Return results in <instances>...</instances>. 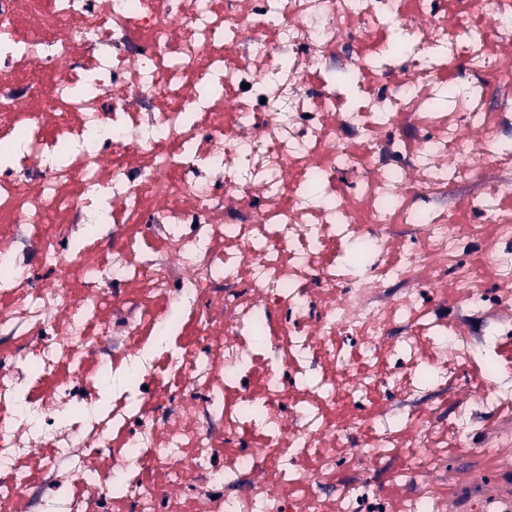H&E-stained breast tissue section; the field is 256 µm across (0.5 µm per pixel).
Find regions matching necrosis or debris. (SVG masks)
Wrapping results in <instances>:
<instances>
[{
	"label": "necrosis or debris",
	"mask_w": 512,
	"mask_h": 512,
	"mask_svg": "<svg viewBox=\"0 0 512 512\" xmlns=\"http://www.w3.org/2000/svg\"><path fill=\"white\" fill-rule=\"evenodd\" d=\"M509 68L512 0H0V512H512V209L431 206Z\"/></svg>",
	"instance_id": "necrosis-or-debris-1"
}]
</instances>
